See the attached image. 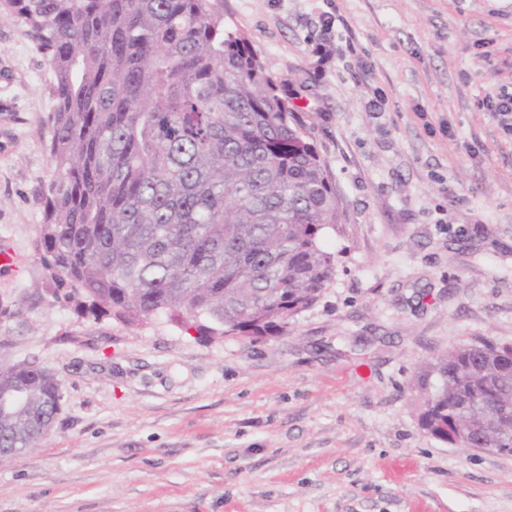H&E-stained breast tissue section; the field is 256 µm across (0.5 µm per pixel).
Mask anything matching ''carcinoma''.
<instances>
[{"mask_svg": "<svg viewBox=\"0 0 512 512\" xmlns=\"http://www.w3.org/2000/svg\"><path fill=\"white\" fill-rule=\"evenodd\" d=\"M54 74L36 250L82 310L166 315L202 336H275L335 272L339 202L224 0H0ZM421 427L512 456V345L448 350ZM34 363L0 369V446L35 448L61 410Z\"/></svg>", "mask_w": 512, "mask_h": 512, "instance_id": "obj_1", "label": "carcinoma"}]
</instances>
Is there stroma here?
I'll return each instance as SVG.
<instances>
[{
  "mask_svg": "<svg viewBox=\"0 0 512 512\" xmlns=\"http://www.w3.org/2000/svg\"><path fill=\"white\" fill-rule=\"evenodd\" d=\"M333 27H325L326 15ZM336 191L318 300L257 341L84 313L36 251L53 71L0 16V368L61 383L0 512H512V456L419 424L448 349L512 344V0H224Z\"/></svg>",
  "mask_w": 512,
  "mask_h": 512,
  "instance_id": "obj_1",
  "label": "stroma"
}]
</instances>
